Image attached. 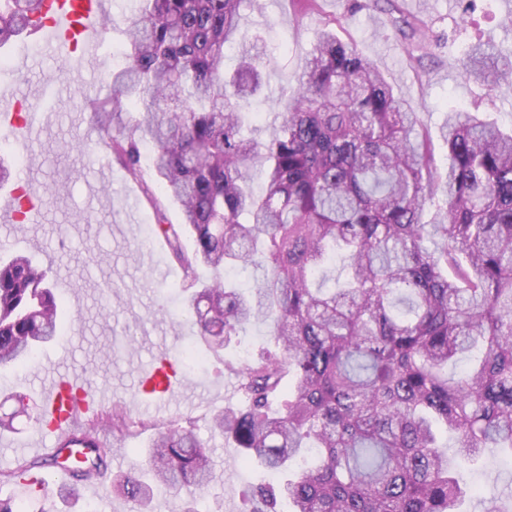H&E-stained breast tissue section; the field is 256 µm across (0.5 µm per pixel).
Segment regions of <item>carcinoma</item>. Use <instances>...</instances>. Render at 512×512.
Here are the masks:
<instances>
[{"instance_id":"1","label":"carcinoma","mask_w":512,"mask_h":512,"mask_svg":"<svg viewBox=\"0 0 512 512\" xmlns=\"http://www.w3.org/2000/svg\"><path fill=\"white\" fill-rule=\"evenodd\" d=\"M44 2L0 0V48L38 26ZM290 2L297 16L318 15L316 42L267 140L245 134L243 105L263 86L258 44L238 45L224 74L245 0H136L126 61L111 74L117 92L87 105L104 129L136 110L105 147L155 211L200 340L217 353L262 323L278 348L228 367L241 405L211 417L245 463L282 475L256 487L248 512H280L283 501L288 512H463L459 462L512 456V129L452 102L429 129L319 0ZM393 27L415 58L422 26L402 15ZM462 66L490 100L497 75L512 72L490 42ZM255 159L259 195L248 185ZM171 201L179 224L166 217ZM338 260L346 278L328 288ZM239 265L260 270L255 287L227 282ZM54 288L30 257L0 260L1 370L58 335ZM103 424L88 417L75 434L93 444ZM139 426L112 407V435ZM109 452L94 449L61 487L106 470ZM148 463L151 483L112 479L113 493L148 512H161L160 491L193 497L211 476L192 423L160 433ZM46 465L21 460L0 484Z\"/></svg>"}]
</instances>
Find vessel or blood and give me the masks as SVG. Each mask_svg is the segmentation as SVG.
Instances as JSON below:
<instances>
[{"instance_id":"obj_1","label":"vessel or blood","mask_w":512,"mask_h":512,"mask_svg":"<svg viewBox=\"0 0 512 512\" xmlns=\"http://www.w3.org/2000/svg\"><path fill=\"white\" fill-rule=\"evenodd\" d=\"M44 14L42 28L54 50H77L85 60L94 59L99 36L106 27L104 0H46ZM98 409V400L86 389L83 380L60 377L43 394V412L48 424L41 436L51 441L46 456L84 460L89 449L72 439L74 415L94 413Z\"/></svg>"}]
</instances>
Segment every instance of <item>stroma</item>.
<instances>
[{"mask_svg":"<svg viewBox=\"0 0 512 512\" xmlns=\"http://www.w3.org/2000/svg\"><path fill=\"white\" fill-rule=\"evenodd\" d=\"M135 0H109L111 25L101 39L95 76L75 70L74 55L52 49L42 31H34L0 49L7 69L0 73V96L15 95L39 103L42 111L32 134L17 138L10 115L0 116V151L16 159L28 183L41 197L35 215L23 228L0 233V249L33 256L58 280L57 296L66 310L57 338L41 346L19 372H0V415H13V429L0 431V471L18 460L38 457L39 425L33 415L42 400L37 388L63 374L87 378L107 396L104 409L119 403L143 427L131 435L108 437L107 474L141 476L146 453L159 430L172 423L195 422L207 439L213 463L210 486L197 497L196 512H242L241 493L264 480L256 466L245 465L232 445L208 431L209 415L237 405L235 382L227 364L267 346V328L246 326L220 353L200 343L199 328L182 313L180 269L156 233V216L145 200L129 204L124 196L133 183L104 148L108 138L93 112L90 97H111L108 73L114 53L126 43V25ZM365 0H322L323 12L339 18L346 37L393 84L396 93L419 106L422 119L437 127L448 103L463 107L483 101L485 89L464 77L460 59L467 46L492 39L502 57L512 59V0H395L402 14L425 23L421 62L409 60L394 36L388 12L366 8ZM316 21L295 18L288 0H259L243 10L238 41H259L265 50L264 96L251 100L258 114L252 135L267 139L282 90L295 86L304 58L314 42ZM170 359L178 387L170 395L146 393L142 373L159 358ZM49 480L46 494L19 484H0V498H12L25 512H132L127 500L114 496L108 481L85 483L74 493L57 485L62 471L40 469ZM512 461L500 453L481 455L463 472L465 486L477 495L465 506L498 499L512 512L507 482Z\"/></svg>","mask_w":512,"mask_h":512,"instance_id":"35a3bbf8","label":"stroma"}]
</instances>
